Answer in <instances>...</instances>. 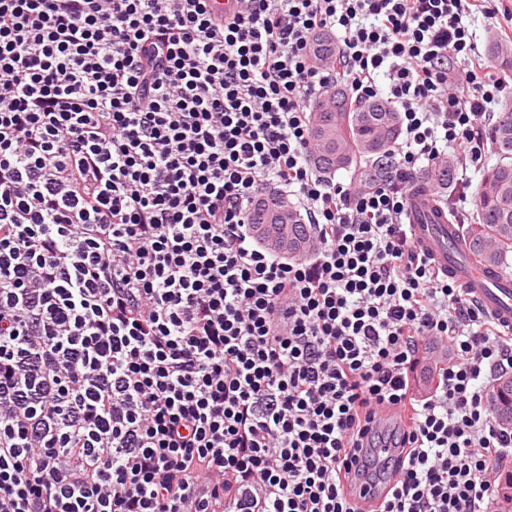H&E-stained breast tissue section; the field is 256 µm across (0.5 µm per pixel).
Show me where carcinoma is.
I'll return each mask as SVG.
<instances>
[{"mask_svg": "<svg viewBox=\"0 0 512 512\" xmlns=\"http://www.w3.org/2000/svg\"><path fill=\"white\" fill-rule=\"evenodd\" d=\"M313 48L319 63L336 56V40L328 34L318 36ZM488 54L497 66L512 71V40L492 38ZM310 127L316 145L313 165L326 173L349 170L364 156L383 157L399 135L397 112L390 105L374 100L354 107L340 87L315 104ZM492 140L499 160L484 171L474 193L479 222L462 227V234L470 251L496 268L512 252V109L499 118ZM250 223L263 230V240L288 237L290 256L308 251L313 242L310 227L284 194L259 202ZM488 402L500 421L512 423V374L495 383Z\"/></svg>", "mask_w": 512, "mask_h": 512, "instance_id": "carcinoma-1", "label": "carcinoma"}]
</instances>
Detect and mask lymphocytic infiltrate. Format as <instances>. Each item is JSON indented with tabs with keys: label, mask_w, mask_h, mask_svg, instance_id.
Returning <instances> with one entry per match:
<instances>
[{
	"label": "lymphocytic infiltrate",
	"mask_w": 512,
	"mask_h": 512,
	"mask_svg": "<svg viewBox=\"0 0 512 512\" xmlns=\"http://www.w3.org/2000/svg\"><path fill=\"white\" fill-rule=\"evenodd\" d=\"M476 12L512 19L496 0H0V512H512L487 401L512 330L406 218L422 170L491 152L512 75ZM337 84L398 109L359 185L310 163ZM288 189L303 257L249 222ZM471 28L476 31L479 49L482 51L484 57L490 62L492 67L497 71H500V68L512 71V40H499L494 37L488 43L490 36L501 35V33L495 29H486L484 26V18L481 14L476 16L474 22H471ZM487 43L488 54L496 65L490 61L487 54Z\"/></svg>",
	"instance_id": "lymphocytic-infiltrate-1"
}]
</instances>
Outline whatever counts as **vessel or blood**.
I'll return each mask as SVG.
<instances>
[{"label":"vessel or blood","mask_w":512,"mask_h":512,"mask_svg":"<svg viewBox=\"0 0 512 512\" xmlns=\"http://www.w3.org/2000/svg\"><path fill=\"white\" fill-rule=\"evenodd\" d=\"M407 217L414 239L433 264L461 284L484 314L512 328V275L465 259L457 248L458 225L447 223L425 199L412 200Z\"/></svg>","instance_id":"b4317fda"}]
</instances>
